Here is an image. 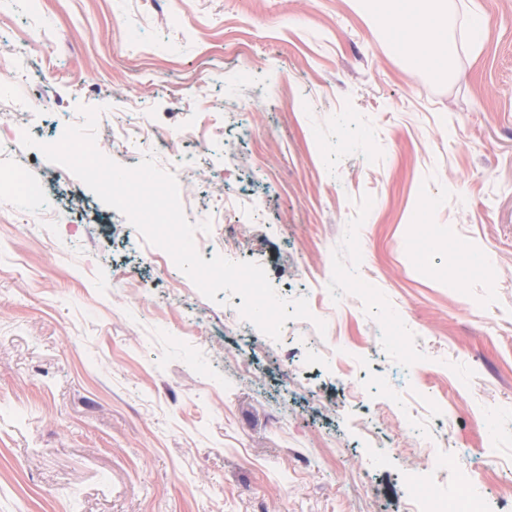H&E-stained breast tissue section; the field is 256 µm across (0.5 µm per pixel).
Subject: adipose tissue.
Returning a JSON list of instances; mask_svg holds the SVG:
<instances>
[{"mask_svg":"<svg viewBox=\"0 0 512 512\" xmlns=\"http://www.w3.org/2000/svg\"><path fill=\"white\" fill-rule=\"evenodd\" d=\"M401 19L400 45L421 62L452 63L460 54L446 0H387Z\"/></svg>","mask_w":512,"mask_h":512,"instance_id":"ef3b65f1","label":"adipose tissue"}]
</instances>
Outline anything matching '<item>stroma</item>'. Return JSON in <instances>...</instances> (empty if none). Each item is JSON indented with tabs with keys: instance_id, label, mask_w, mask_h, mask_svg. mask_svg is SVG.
<instances>
[{
	"instance_id": "obj_1",
	"label": "stroma",
	"mask_w": 512,
	"mask_h": 512,
	"mask_svg": "<svg viewBox=\"0 0 512 512\" xmlns=\"http://www.w3.org/2000/svg\"><path fill=\"white\" fill-rule=\"evenodd\" d=\"M454 2L484 35L448 72L394 50L378 0L0 6V93L27 105L0 117V512H405L413 481L452 499L453 469L419 467L438 453L512 512V0ZM90 107L100 146L140 112L203 134L154 154L197 158V252L242 241L333 346L305 320L225 330L241 297L150 262L72 173L11 195Z\"/></svg>"
}]
</instances>
